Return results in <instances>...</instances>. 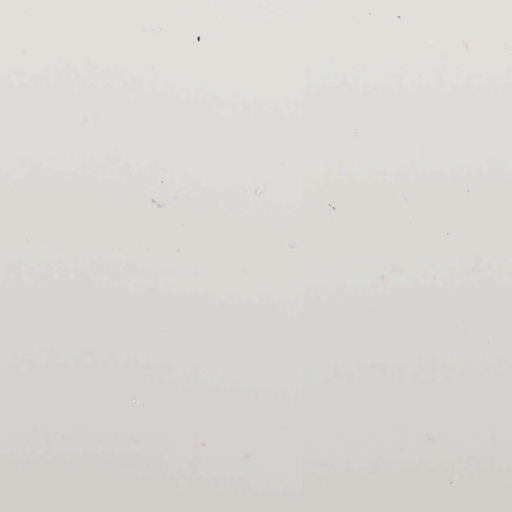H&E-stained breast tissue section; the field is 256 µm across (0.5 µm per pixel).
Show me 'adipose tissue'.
Returning <instances> with one entry per match:
<instances>
[{
  "mask_svg": "<svg viewBox=\"0 0 512 512\" xmlns=\"http://www.w3.org/2000/svg\"><path fill=\"white\" fill-rule=\"evenodd\" d=\"M438 131L388 133L401 153L377 169L349 163L365 137L328 140L338 162L318 166L316 140L290 138L276 117L170 121L158 131L50 132L15 136L0 161V254L20 264L34 253L107 250L159 262L167 277L126 290L104 317L99 298L75 301L57 284L28 291L0 279V353H51L106 359L156 372L206 363L210 383L255 373L283 374L293 412L253 419L232 407L192 404L127 386L108 394L85 383L50 380L0 386V410L30 394L43 407L14 430L15 456L35 450V474L0 476V512L18 500L52 512H512V478L481 471L482 491L460 486L449 449L478 464L488 455L482 430L499 424L512 378L479 373L466 386L438 391L397 383L357 397H321L325 376L342 368L374 381L389 364L498 359L512 337V292L485 276L512 251V169L485 163L500 132L455 140L456 171L418 176L406 149L438 144ZM91 147L108 158L107 174L88 183L49 167L50 153ZM144 158L131 169L130 157ZM220 166L222 177L206 173ZM287 177L301 200L260 192L257 177ZM178 195L166 212L145 209L144 195ZM218 276L225 292H246L242 308L192 305L193 277ZM106 443L108 470L70 467L60 452L70 437ZM149 460L144 480L125 475L126 451ZM364 449L386 466L420 460L415 483L374 472L360 490L347 486L349 451ZM238 477L218 479L212 457ZM186 464L198 499L158 491L149 482L171 462ZM336 463L334 483L320 480ZM265 473L270 492L243 494L239 480ZM300 480L298 493L286 492Z\"/></svg>",
  "mask_w": 512,
  "mask_h": 512,
  "instance_id": "adipose-tissue-1",
  "label": "adipose tissue"
}]
</instances>
